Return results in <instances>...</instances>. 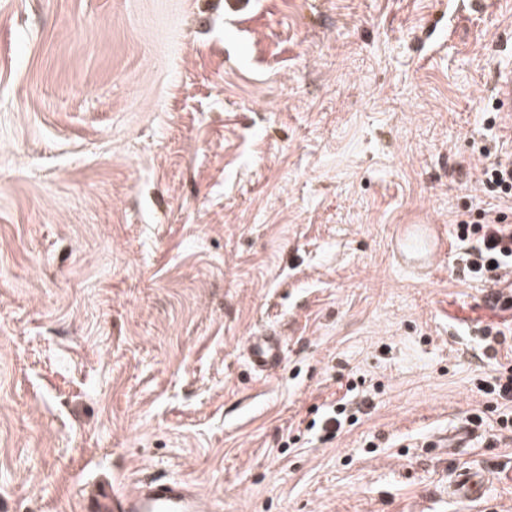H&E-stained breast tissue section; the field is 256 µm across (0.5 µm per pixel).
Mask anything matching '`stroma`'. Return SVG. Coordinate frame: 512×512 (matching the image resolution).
<instances>
[{"instance_id":"obj_1","label":"stroma","mask_w":512,"mask_h":512,"mask_svg":"<svg viewBox=\"0 0 512 512\" xmlns=\"http://www.w3.org/2000/svg\"><path fill=\"white\" fill-rule=\"evenodd\" d=\"M509 57L512 0H0V512L147 474L205 512H512V446L440 442L486 409L483 328L512 345L455 237L512 216ZM401 224L444 227L428 275ZM492 95L498 112H512V67L498 68L492 86ZM484 157L487 163L483 168V183L491 188V191L503 193L505 195L512 194V163L502 162L494 158L489 149H484ZM247 355L255 372L265 375L275 372L282 362L281 336L275 331L249 336ZM345 397H342L336 405L328 412L322 430L325 431L326 439H332L340 431L346 422H350V425L355 424L358 421L356 413L352 412V408L348 406L350 403L345 401ZM494 480L488 472L474 468L457 470L449 485L451 495L459 501H470L480 498L486 488Z\"/></svg>"}]
</instances>
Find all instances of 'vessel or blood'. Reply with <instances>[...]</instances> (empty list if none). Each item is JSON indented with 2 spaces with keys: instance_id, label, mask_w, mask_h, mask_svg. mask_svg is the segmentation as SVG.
Listing matches in <instances>:
<instances>
[{
  "instance_id": "1",
  "label": "vessel or blood",
  "mask_w": 512,
  "mask_h": 512,
  "mask_svg": "<svg viewBox=\"0 0 512 512\" xmlns=\"http://www.w3.org/2000/svg\"><path fill=\"white\" fill-rule=\"evenodd\" d=\"M496 108L512 112V67L498 69L492 86ZM449 247L436 224L401 225L395 240L398 261L425 274ZM247 355L255 372L271 374L282 362L281 338L277 332H262L247 340ZM490 473L474 468L457 470L449 485L451 495L460 501L480 498L492 482ZM82 512H200L199 499L190 482L176 479H145L130 494L110 486L100 487L83 499Z\"/></svg>"
}]
</instances>
